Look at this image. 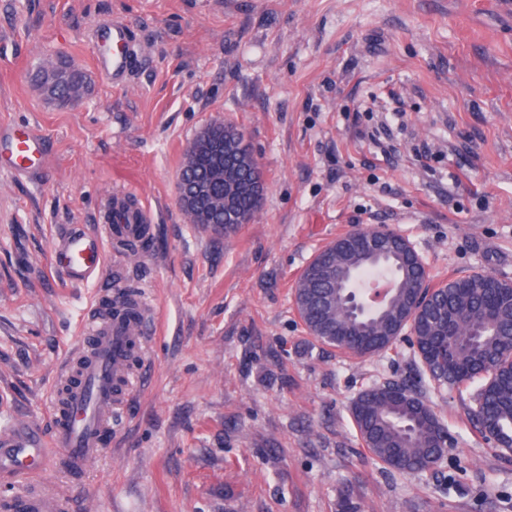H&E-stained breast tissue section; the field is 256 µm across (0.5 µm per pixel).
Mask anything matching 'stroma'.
I'll list each match as a JSON object with an SVG mask.
<instances>
[{"label":"stroma","mask_w":512,"mask_h":512,"mask_svg":"<svg viewBox=\"0 0 512 512\" xmlns=\"http://www.w3.org/2000/svg\"><path fill=\"white\" fill-rule=\"evenodd\" d=\"M105 21L138 48L125 86L94 69ZM67 57L87 78L61 107L33 75ZM242 129L266 191L216 239L177 181L196 136ZM46 136L33 179L0 170V428L49 426L57 373L104 290L151 300L155 328L104 451L44 488L69 512H512V454L470 424L469 389L424 387L452 437L444 472L360 452L349 408L418 383L413 350L359 358L314 341L294 284L352 227L405 237L433 283L512 280V0H0V124ZM116 192L153 211L135 260L120 242L93 285L50 269L64 227L98 229Z\"/></svg>","instance_id":"35a3bbf8"}]
</instances>
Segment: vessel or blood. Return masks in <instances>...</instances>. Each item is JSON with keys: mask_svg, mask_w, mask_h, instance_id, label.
Instances as JSON below:
<instances>
[{"mask_svg": "<svg viewBox=\"0 0 512 512\" xmlns=\"http://www.w3.org/2000/svg\"><path fill=\"white\" fill-rule=\"evenodd\" d=\"M94 68L111 77L114 85L126 80L136 54L128 26L106 22L95 31ZM49 154L42 134L26 122L0 126V166L21 173L47 167ZM114 210L124 211L120 224L103 222L100 230L74 229L52 244L51 265L76 285L97 280L105 265V241L121 233L141 241L152 222L150 210L140 202L123 207L113 200ZM139 317L130 322L115 316L111 307H93L83 327V339L67 358L61 371L52 409V427L42 431L21 422L0 431V466L11 476L29 478L48 468L51 454L61 455L70 473H83L103 451V432L118 421L122 397L114 382L128 378L127 362L141 353L142 343L155 324V311L144 293L133 296ZM11 512H68L64 496L31 488L10 497Z\"/></svg>", "mask_w": 512, "mask_h": 512, "instance_id": "vessel-or-blood-1", "label": "vessel or blood"}]
</instances>
